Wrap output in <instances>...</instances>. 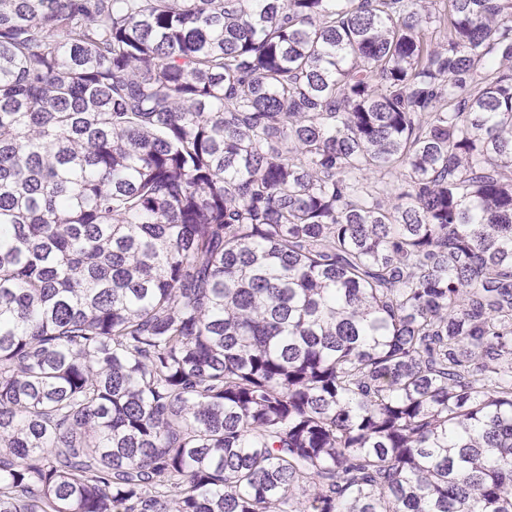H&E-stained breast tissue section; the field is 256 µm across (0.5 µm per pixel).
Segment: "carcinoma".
Listing matches in <instances>:
<instances>
[{
    "instance_id": "carcinoma-1",
    "label": "carcinoma",
    "mask_w": 512,
    "mask_h": 512,
    "mask_svg": "<svg viewBox=\"0 0 512 512\" xmlns=\"http://www.w3.org/2000/svg\"><path fill=\"white\" fill-rule=\"evenodd\" d=\"M0 512H512V0H0Z\"/></svg>"
}]
</instances>
